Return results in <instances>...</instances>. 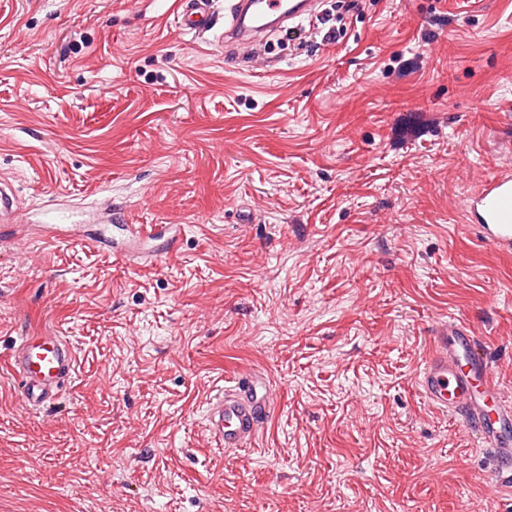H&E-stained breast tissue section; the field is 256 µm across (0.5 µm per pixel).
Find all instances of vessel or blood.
I'll list each match as a JSON object with an SVG mask.
<instances>
[{
	"instance_id": "obj_1",
	"label": "vessel or blood",
	"mask_w": 512,
	"mask_h": 512,
	"mask_svg": "<svg viewBox=\"0 0 512 512\" xmlns=\"http://www.w3.org/2000/svg\"><path fill=\"white\" fill-rule=\"evenodd\" d=\"M313 0H234L224 26L227 44L255 43L272 20L291 21L313 12ZM193 34L209 33L216 20L209 0H183L177 15ZM468 223L477 225L483 241L512 254V172L505 170L462 206ZM21 210L8 185H0V224H16ZM132 237L174 242L177 230L169 224H133ZM18 383L22 405L40 411L51 408L71 386L74 351L66 338L52 330L22 336L8 359ZM417 385L427 403L461 419L490 455L489 476L497 490L512 494V400L502 394L485 348L471 328L452 318L437 330L432 352L420 364ZM271 381L250 373L222 386L205 409L206 426L215 447L225 450L250 444L261 430L273 401Z\"/></svg>"
}]
</instances>
